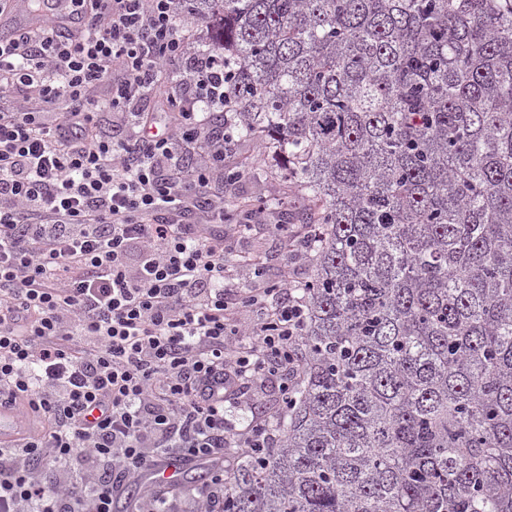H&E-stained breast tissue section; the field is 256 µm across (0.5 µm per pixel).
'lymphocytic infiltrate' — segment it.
Wrapping results in <instances>:
<instances>
[{
    "label": "lymphocytic infiltrate",
    "instance_id": "obj_1",
    "mask_svg": "<svg viewBox=\"0 0 512 512\" xmlns=\"http://www.w3.org/2000/svg\"><path fill=\"white\" fill-rule=\"evenodd\" d=\"M90 2L80 36L47 22L0 42V399L35 425L0 445V512H112L159 449L271 447L275 427L236 430L224 396L304 370L307 300L291 283L248 341L231 338L209 188L233 138L204 118L224 109L223 61L194 58L164 117L131 111L185 55L177 0ZM109 80L117 139L92 110ZM190 143L206 158L188 168Z\"/></svg>",
    "mask_w": 512,
    "mask_h": 512
}]
</instances>
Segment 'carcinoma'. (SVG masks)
Masks as SVG:
<instances>
[{"mask_svg": "<svg viewBox=\"0 0 512 512\" xmlns=\"http://www.w3.org/2000/svg\"><path fill=\"white\" fill-rule=\"evenodd\" d=\"M319 232L224 512H512V0H179Z\"/></svg>", "mask_w": 512, "mask_h": 512, "instance_id": "carcinoma-1", "label": "carcinoma"}]
</instances>
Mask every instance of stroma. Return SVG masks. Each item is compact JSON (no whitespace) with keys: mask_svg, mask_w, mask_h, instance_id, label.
I'll return each mask as SVG.
<instances>
[{"mask_svg":"<svg viewBox=\"0 0 512 512\" xmlns=\"http://www.w3.org/2000/svg\"><path fill=\"white\" fill-rule=\"evenodd\" d=\"M224 169L236 178L214 181L212 193L224 200V265L235 275V291L251 285L253 275L245 266L249 257L258 258L266 285H281L287 276L298 284L309 280L311 258L294 261L288 255L289 238L307 231L299 220L309 205L304 191L284 177L272 150L254 139L235 141L226 149ZM240 224L247 225L245 234H237ZM235 291L228 294V304H235ZM287 381V376L278 372L252 383L247 396L228 393L224 404L227 419L239 430L275 420L282 412Z\"/></svg>","mask_w":512,"mask_h":512,"instance_id":"stroma-1","label":"stroma"}]
</instances>
